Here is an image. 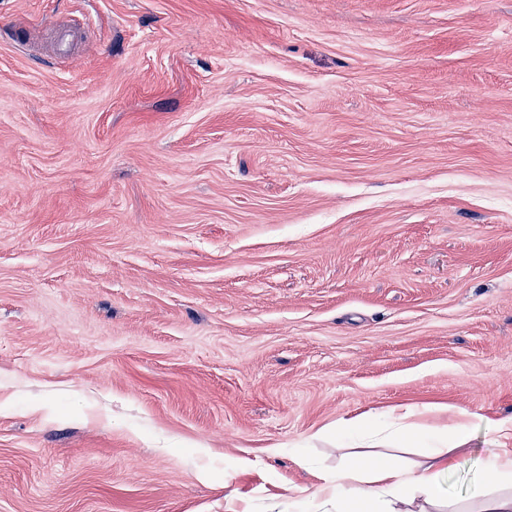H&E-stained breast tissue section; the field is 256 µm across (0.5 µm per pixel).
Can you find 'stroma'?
Instances as JSON below:
<instances>
[{"instance_id": "35a3bbf8", "label": "stroma", "mask_w": 512, "mask_h": 512, "mask_svg": "<svg viewBox=\"0 0 512 512\" xmlns=\"http://www.w3.org/2000/svg\"><path fill=\"white\" fill-rule=\"evenodd\" d=\"M400 404L512 416V0H0V512H269Z\"/></svg>"}]
</instances>
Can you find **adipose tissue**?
I'll return each instance as SVG.
<instances>
[{"mask_svg":"<svg viewBox=\"0 0 512 512\" xmlns=\"http://www.w3.org/2000/svg\"><path fill=\"white\" fill-rule=\"evenodd\" d=\"M477 424L491 434L482 468L496 481L477 485L462 507L449 497L446 478L456 467L454 449ZM336 434L366 444V451L323 473L311 498L289 501L284 509L271 504L270 512H512V418L452 413L444 419L433 408L405 406L393 420L384 414L337 423ZM403 437L428 446L418 469L375 450Z\"/></svg>","mask_w":512,"mask_h":512,"instance_id":"adipose-tissue-1","label":"adipose tissue"}]
</instances>
